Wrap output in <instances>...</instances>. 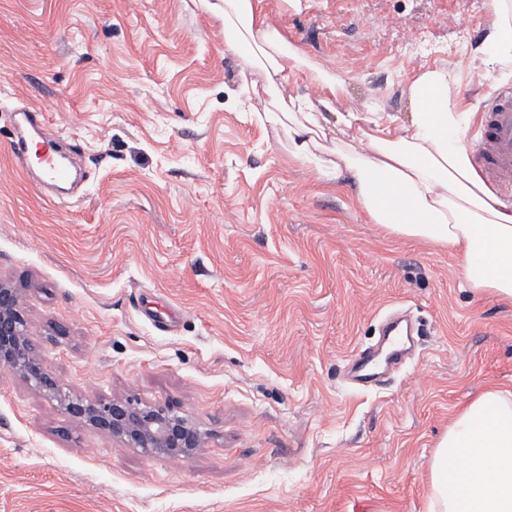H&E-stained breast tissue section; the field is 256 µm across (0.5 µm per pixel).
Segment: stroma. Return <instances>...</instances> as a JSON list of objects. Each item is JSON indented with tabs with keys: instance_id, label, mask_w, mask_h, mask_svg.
I'll list each match as a JSON object with an SVG mask.
<instances>
[{
	"instance_id": "1",
	"label": "stroma",
	"mask_w": 512,
	"mask_h": 512,
	"mask_svg": "<svg viewBox=\"0 0 512 512\" xmlns=\"http://www.w3.org/2000/svg\"><path fill=\"white\" fill-rule=\"evenodd\" d=\"M220 0H0V277L27 290L61 393L170 405L209 433L180 462L80 426L0 371V512H428L459 410L512 391V302L463 288L451 253L389 236L350 178H317L239 93ZM490 0H263L344 83L290 80L321 123L409 122L427 69L481 112L511 77L472 67ZM44 113L84 193L50 196L7 106ZM393 310L421 347L384 386L343 365Z\"/></svg>"
}]
</instances>
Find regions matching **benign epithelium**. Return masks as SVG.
Listing matches in <instances>:
<instances>
[{
	"instance_id": "7a95c632",
	"label": "benign epithelium",
	"mask_w": 512,
	"mask_h": 512,
	"mask_svg": "<svg viewBox=\"0 0 512 512\" xmlns=\"http://www.w3.org/2000/svg\"><path fill=\"white\" fill-rule=\"evenodd\" d=\"M0 369L18 375L39 393L60 396L64 412L74 422L108 434L128 448L187 460L205 447L208 433L173 407L122 397L60 395L52 372L33 344L22 289L1 277Z\"/></svg>"
}]
</instances>
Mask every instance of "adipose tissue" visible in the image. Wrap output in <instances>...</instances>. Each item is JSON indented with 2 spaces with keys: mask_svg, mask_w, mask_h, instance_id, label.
Returning a JSON list of instances; mask_svg holds the SVG:
<instances>
[{
  "mask_svg": "<svg viewBox=\"0 0 512 512\" xmlns=\"http://www.w3.org/2000/svg\"><path fill=\"white\" fill-rule=\"evenodd\" d=\"M261 0H224L226 46L242 59L240 93L258 100L260 123L288 138V152L323 177L352 178L356 202L371 223L401 239L423 240L456 256L477 296L512 301V202L472 164L462 135L474 112L455 97L457 76L422 72L410 84L408 124L391 128L358 112L325 129L288 83L301 56L274 28ZM473 67L512 73V11L496 4ZM463 478L448 487V468ZM431 512H512V393L490 388L457 415L430 463Z\"/></svg>",
  "mask_w": 512,
  "mask_h": 512,
  "instance_id": "adipose-tissue-1",
  "label": "adipose tissue"
}]
</instances>
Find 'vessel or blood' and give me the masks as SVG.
<instances>
[{
  "mask_svg": "<svg viewBox=\"0 0 512 512\" xmlns=\"http://www.w3.org/2000/svg\"><path fill=\"white\" fill-rule=\"evenodd\" d=\"M15 116V153L19 160H26L28 142L41 134L44 115L25 104L13 106ZM43 157L40 180L44 186L56 190L65 197L74 196L78 186L76 173L81 162L77 156H59L50 143H42ZM475 160L479 170L504 194L512 197V87L503 86L491 90L483 108L480 136L477 141ZM404 331V340L387 356L378 350L368 349L353 356L347 364V377L353 386L366 389L376 383L391 368L400 364L408 354L418 330L407 320L390 317L383 323V338Z\"/></svg>",
  "mask_w": 512,
  "mask_h": 512,
  "instance_id": "obj_1",
  "label": "vessel or blood"
}]
</instances>
